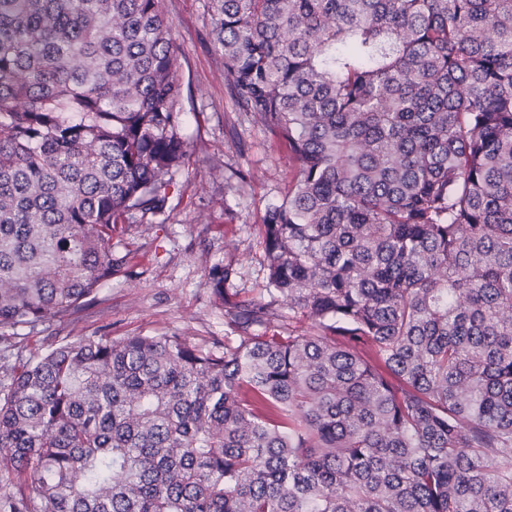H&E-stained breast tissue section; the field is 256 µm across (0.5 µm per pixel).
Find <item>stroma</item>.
Masks as SVG:
<instances>
[{
    "label": "stroma",
    "instance_id": "1",
    "mask_svg": "<svg viewBox=\"0 0 512 512\" xmlns=\"http://www.w3.org/2000/svg\"><path fill=\"white\" fill-rule=\"evenodd\" d=\"M163 8L180 48L181 133L189 155L166 212L117 236L122 271L99 287L93 304L70 321L52 323L47 334L178 332L200 342L237 335L207 283L210 267L228 262L236 269L228 288L238 299L268 305L276 325L310 330L309 320L289 317L265 268L264 216L286 197L295 174L288 150L238 110L212 43L209 0H164Z\"/></svg>",
    "mask_w": 512,
    "mask_h": 512
}]
</instances>
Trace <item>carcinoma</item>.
<instances>
[{"label":"carcinoma","mask_w":512,"mask_h":512,"mask_svg":"<svg viewBox=\"0 0 512 512\" xmlns=\"http://www.w3.org/2000/svg\"><path fill=\"white\" fill-rule=\"evenodd\" d=\"M161 2L0 0V512H512V0H211L239 111L297 167L265 260L311 331L15 341L166 210Z\"/></svg>","instance_id":"obj_1"}]
</instances>
